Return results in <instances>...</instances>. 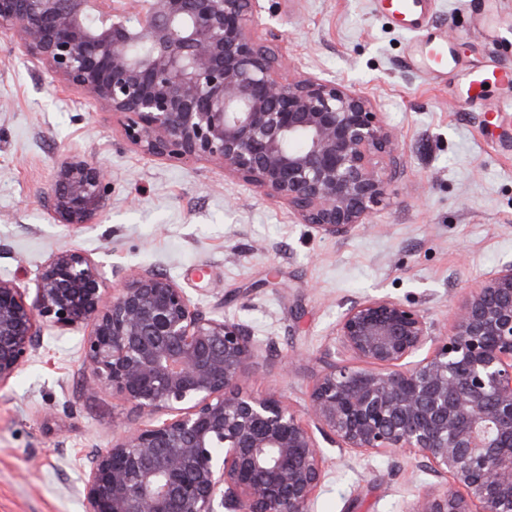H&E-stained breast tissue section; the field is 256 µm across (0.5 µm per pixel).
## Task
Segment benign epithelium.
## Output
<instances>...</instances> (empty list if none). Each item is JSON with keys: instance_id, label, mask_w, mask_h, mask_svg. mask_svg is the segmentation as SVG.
<instances>
[{"instance_id": "1", "label": "benign epithelium", "mask_w": 512, "mask_h": 512, "mask_svg": "<svg viewBox=\"0 0 512 512\" xmlns=\"http://www.w3.org/2000/svg\"><path fill=\"white\" fill-rule=\"evenodd\" d=\"M113 2L91 24L93 0H0V33L119 115L143 153L217 162L323 235L369 223L389 198L398 133L354 86L288 74L278 36L252 31L257 0ZM108 180L97 161H63L58 223L90 224ZM105 290L101 265L71 248L33 288L0 279V385L44 327L90 323V386L151 420L95 451L85 512H310L318 433L357 453L412 452L450 480L408 512H512V262L470 289L451 334L419 360L432 341L419 310L390 296L353 303L335 335L365 366L327 364L302 410L243 390L261 348L172 279L142 270Z\"/></svg>"}]
</instances>
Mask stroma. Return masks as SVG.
Instances as JSON below:
<instances>
[{
    "label": "stroma",
    "instance_id": "35a3bbf8",
    "mask_svg": "<svg viewBox=\"0 0 512 512\" xmlns=\"http://www.w3.org/2000/svg\"><path fill=\"white\" fill-rule=\"evenodd\" d=\"M390 0H259L254 31L276 33L289 66L368 96L401 137L392 194L368 224L328 237L284 203L211 161L148 156L119 116L52 78L0 35V278L32 284L48 256L73 248L99 262L108 288L150 269L206 313L241 323L261 346L242 381L304 408L326 363L355 364L335 337L350 305L391 296L420 310L435 338L452 331L467 292L512 262V86L477 69L512 66V0H422L417 27ZM455 59L439 74L413 67L434 37ZM101 161L111 174L93 224L56 221L58 162ZM84 330L45 328L29 360L0 385V512H85L82 481L96 449L138 416L112 390L86 388ZM299 361L283 370L290 355ZM311 512H408L440 480L412 453L325 447Z\"/></svg>",
    "mask_w": 512,
    "mask_h": 512
}]
</instances>
